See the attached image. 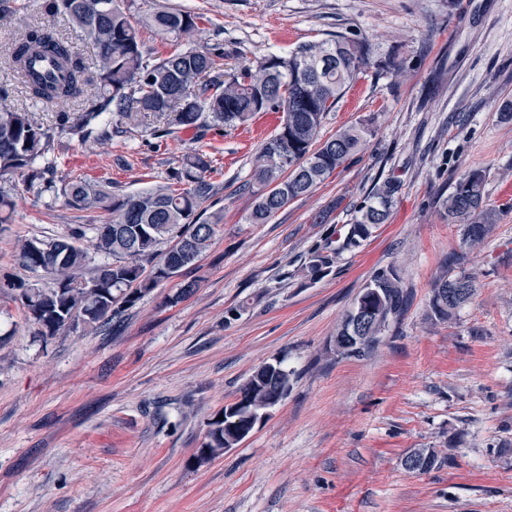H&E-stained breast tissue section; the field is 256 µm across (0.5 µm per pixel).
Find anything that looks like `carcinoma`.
<instances>
[{
	"label": "carcinoma",
	"instance_id": "1",
	"mask_svg": "<svg viewBox=\"0 0 512 512\" xmlns=\"http://www.w3.org/2000/svg\"><path fill=\"white\" fill-rule=\"evenodd\" d=\"M44 10L50 17L67 19L89 40L95 71L89 74L73 42L49 28L30 27L13 41L18 68L26 67L31 56L41 55L51 58L57 74L25 82L30 101L25 108L5 107L8 91L0 87V178L21 177L24 190L38 199L61 198L76 210L109 213L107 223L94 227L90 241L80 225L63 236L18 241L21 265L44 273L46 281L0 280V294L19 303L25 320L35 326V335L44 340L111 322L209 249L215 225L201 219L198 209L213 192L208 179L213 169L210 153L199 147L183 158L168 182L131 193H116L107 182L58 178L52 159L56 131L38 122L34 113L71 106L73 114L61 116L65 126L60 131L99 142L112 136V124L136 121L140 115H174L172 126L159 131L169 136L176 126L235 129L248 126L260 112L281 114L276 131L255 155L245 185L254 197L247 217L250 224L268 223L288 202L311 194L343 171L372 136V122L367 119L318 142L327 113L372 64L365 40L340 35L306 43L227 73L224 58L230 52L222 42L149 55L130 20L126 0H45ZM201 20L197 13L164 7L149 15L144 26L178 41L198 32ZM485 186L486 172L470 169L456 179L451 193L437 195L444 217L460 226L467 249L448 256L450 267L463 264L497 223ZM400 190V179L390 177L370 202L359 206L346 246L360 245L389 221ZM162 244L165 249L160 252ZM97 255L110 256L112 262L93 267ZM332 266V257L318 248L311 252L306 272L314 280L328 275ZM366 287L370 291H360L353 306L365 303L374 309L365 332L369 340L357 350L337 351L341 356H365L403 308L405 294L394 270L376 271ZM476 291L472 275L461 271L451 276L444 270L431 284V311L439 320L449 321ZM289 386L290 373L283 366L276 373L251 374L239 389V407L229 415L221 409L218 414L223 419L208 422L206 457L237 447L253 429L256 414Z\"/></svg>",
	"mask_w": 512,
	"mask_h": 512
}]
</instances>
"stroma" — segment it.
<instances>
[{"label": "stroma", "mask_w": 512, "mask_h": 512, "mask_svg": "<svg viewBox=\"0 0 512 512\" xmlns=\"http://www.w3.org/2000/svg\"><path fill=\"white\" fill-rule=\"evenodd\" d=\"M132 21L160 6L202 15L198 42H223L225 70L342 32L367 39L369 67L324 120L322 134L374 119L365 151L268 223L250 224V177L261 140L210 128L154 138L167 115L139 119L111 144L58 138L57 172L133 192L167 181L183 155L212 152L221 213L213 244L179 277L109 325L47 340L0 296V512H512V0H128ZM39 0L0 23V82L26 104L7 50ZM391 60L390 70L379 62ZM487 173L499 214L464 264L474 300L452 321L430 311L431 283L462 247L435 204L467 170ZM402 182L388 224L343 242L356 208L389 176ZM329 211L327 223H315ZM24 193L0 224V280L35 281L16 244L103 224ZM331 246V273L306 277ZM408 303L361 358L335 351L336 327L380 269ZM196 281L178 304L167 299ZM274 359L287 398L238 447L200 461L213 415ZM414 448L440 466L406 471Z\"/></svg>", "instance_id": "stroma-1"}]
</instances>
